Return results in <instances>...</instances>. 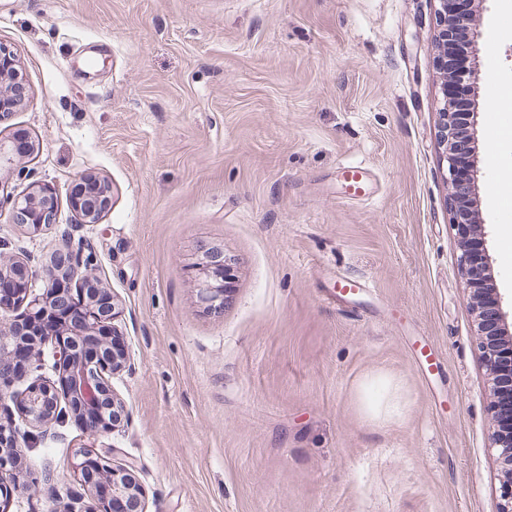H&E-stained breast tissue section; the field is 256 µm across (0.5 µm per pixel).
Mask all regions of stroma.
I'll use <instances>...</instances> for the list:
<instances>
[{
  "instance_id": "stroma-1",
  "label": "stroma",
  "mask_w": 512,
  "mask_h": 512,
  "mask_svg": "<svg viewBox=\"0 0 512 512\" xmlns=\"http://www.w3.org/2000/svg\"><path fill=\"white\" fill-rule=\"evenodd\" d=\"M434 0H0V46L29 99L0 140V249L40 271L62 229L90 241L122 309L127 426L75 424L23 453L7 512H68L83 447L140 467L146 512H496L492 384L437 142ZM479 217L512 302L490 107L512 83V0H477ZM371 171L345 202L341 167ZM105 179L82 223L70 196ZM55 228L13 224L31 185ZM234 261L222 313L198 297L201 246ZM440 357L426 376L413 352ZM53 470L55 483H26ZM73 210L82 223L97 224L112 206L111 187L100 179L80 178L70 198Z\"/></svg>"
}]
</instances>
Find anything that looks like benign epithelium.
Here are the masks:
<instances>
[{"mask_svg": "<svg viewBox=\"0 0 512 512\" xmlns=\"http://www.w3.org/2000/svg\"><path fill=\"white\" fill-rule=\"evenodd\" d=\"M437 40L446 47L436 67L441 86L442 122L438 142L448 163L452 224L461 239V273L472 292V310L485 371L492 382L494 413L491 439L499 450L502 481L497 512H512V320L491 277L492 259L477 209L478 155L473 128L477 101L475 70L457 67L460 57L475 56L478 33L472 21L476 0H436ZM26 86L14 56L0 45V120L24 105ZM84 224H97L112 206V190L92 177L79 179L70 198ZM57 200L46 185H34L14 201L12 222L36 233L56 225ZM97 256L90 243L61 234V245L41 270L45 289L31 293L32 271L0 252V281L22 284L10 300L0 302V499L16 488L23 446L44 438L52 425L72 420L85 431L108 434L128 424V415L112 389V376L126 367L130 354L115 322L119 304L95 274ZM232 260L224 250H203L196 266L200 299L220 311L232 291ZM61 313L65 321L49 335L32 330L33 317ZM50 347L55 378L39 374L44 348ZM27 350L21 376L33 379L14 388V354ZM18 416H13L12 408ZM21 420L25 428L17 427ZM89 493L77 512H146L143 489L132 462L116 464L83 449L71 464Z\"/></svg>", "mask_w": 512, "mask_h": 512, "instance_id": "7a95c632", "label": "benign epithelium"}]
</instances>
